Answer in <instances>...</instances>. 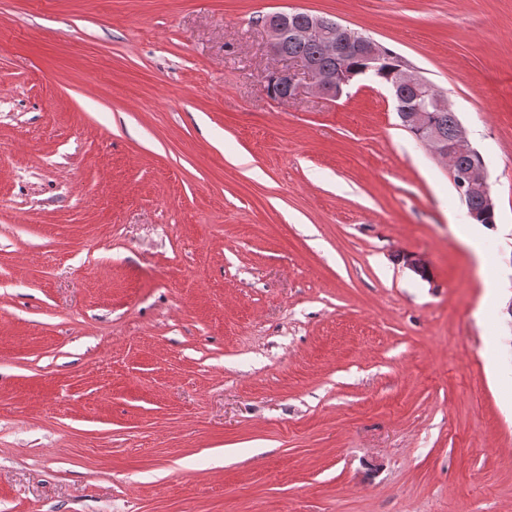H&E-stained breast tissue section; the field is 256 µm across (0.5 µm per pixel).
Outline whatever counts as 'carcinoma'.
Returning <instances> with one entry per match:
<instances>
[{
  "label": "carcinoma",
  "mask_w": 512,
  "mask_h": 512,
  "mask_svg": "<svg viewBox=\"0 0 512 512\" xmlns=\"http://www.w3.org/2000/svg\"><path fill=\"white\" fill-rule=\"evenodd\" d=\"M281 52L288 57L309 60L322 71L336 74L338 84L348 87L358 76L366 75L379 83L390 86L400 74V69L406 67V63L400 55L394 51L381 47L380 60L375 65H370L367 60L356 53L345 57H337L329 54L324 44L319 40L294 41L288 40L282 44ZM458 117L455 112H434L431 117V126L436 128L444 141H451L457 132ZM469 217L477 224L495 223V214L487 209L483 196L475 194L465 201Z\"/></svg>",
  "instance_id": "carcinoma-1"
}]
</instances>
